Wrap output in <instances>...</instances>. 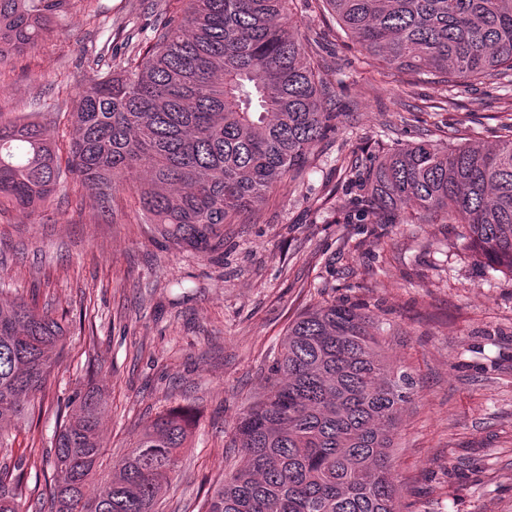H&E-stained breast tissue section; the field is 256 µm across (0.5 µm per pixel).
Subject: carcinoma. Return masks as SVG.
<instances>
[{
	"mask_svg": "<svg viewBox=\"0 0 512 512\" xmlns=\"http://www.w3.org/2000/svg\"><path fill=\"white\" fill-rule=\"evenodd\" d=\"M292 0H185L141 53L78 91L70 172L102 216L121 190L178 247L202 252L254 208L336 127L327 82L308 56ZM375 61L440 83L512 72V0H312ZM71 0H0V58L35 50ZM46 125L0 120V207L33 214L60 188ZM367 198L346 223L409 213L460 224L487 267L512 273V124L498 145L420 141L370 164ZM372 316L331 303L300 314L270 366L267 392L241 415L240 464L200 512H400L390 449L411 376L395 372ZM61 320L22 300L0 303V437L31 418L58 364ZM106 395L88 389L54 435L47 512H156L192 428L162 411L95 483ZM23 473L0 465V512H21Z\"/></svg>",
	"mask_w": 512,
	"mask_h": 512,
	"instance_id": "cac0c4a2",
	"label": "carcinoma"
}]
</instances>
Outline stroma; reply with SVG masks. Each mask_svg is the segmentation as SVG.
I'll return each mask as SVG.
<instances>
[{"label": "stroma", "mask_w": 512, "mask_h": 512, "mask_svg": "<svg viewBox=\"0 0 512 512\" xmlns=\"http://www.w3.org/2000/svg\"><path fill=\"white\" fill-rule=\"evenodd\" d=\"M182 7L84 0L58 15L49 40L0 61V117L53 121L67 165L81 86ZM292 16L320 40L339 121L309 170L225 225L222 250L173 248L128 192L115 220L99 218L97 199L70 176L49 207L0 212L9 297L69 323L40 425L9 428L13 453L28 481L42 476L67 407L92 386L108 398L104 475L148 420L186 410L194 436L159 512H193L225 466L237 465L234 428L265 392L289 325L313 306L356 303L414 381L391 450L401 512H512V275L489 273L457 224L344 221L351 171L367 173L371 156L421 139L494 144L512 121V90L382 76L306 0H293Z\"/></svg>", "instance_id": "obj_1"}]
</instances>
